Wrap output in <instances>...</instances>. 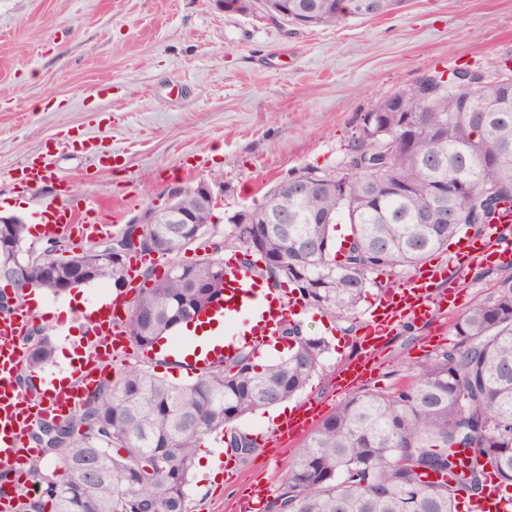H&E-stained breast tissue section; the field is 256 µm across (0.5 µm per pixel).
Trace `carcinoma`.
<instances>
[{
	"instance_id": "obj_1",
	"label": "carcinoma",
	"mask_w": 512,
	"mask_h": 512,
	"mask_svg": "<svg viewBox=\"0 0 512 512\" xmlns=\"http://www.w3.org/2000/svg\"><path fill=\"white\" fill-rule=\"evenodd\" d=\"M339 0H266L267 18L305 27H335L356 17ZM403 0H371L366 17L392 14ZM309 193L274 187L264 202L242 210L224 241L190 264L179 255L206 250L213 211H195L194 224H145L138 246H67L31 252L24 224H0V262L18 257L29 289L56 296L101 281L127 282L130 258L158 250L172 267L132 299L123 328L145 351L182 324V314L207 307L224 290L221 252L239 245L241 262L284 283L304 304L349 322L383 269L412 268L463 230L477 236L512 205V70L485 86L430 93L419 79L378 100L360 115L333 170L299 173ZM436 206L454 221L420 223ZM349 226L338 247L337 225ZM259 257L264 267L256 264ZM496 292L454 323L458 341L414 368L411 387L348 400L309 434L287 464L276 499L279 512H457L456 491L477 493L493 474L512 485V272ZM287 353L266 365L243 348L189 384H172L148 367L130 366L107 381L64 421L44 423L33 443L45 449L65 481L50 483L43 464L30 470L31 488L12 512H186L196 453L210 433L224 430L235 455L256 443L233 424L297 395L329 350L298 321L284 323ZM27 367L52 362L45 328L23 343ZM483 459L463 470L453 449Z\"/></svg>"
}]
</instances>
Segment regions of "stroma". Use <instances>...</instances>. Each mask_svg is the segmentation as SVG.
I'll return each instance as SVG.
<instances>
[{
	"mask_svg": "<svg viewBox=\"0 0 512 512\" xmlns=\"http://www.w3.org/2000/svg\"><path fill=\"white\" fill-rule=\"evenodd\" d=\"M511 55L512 0H405L392 15L317 28L228 12L219 0H0V212L33 222L61 199L101 206L115 234L164 204L170 188L204 181L220 200L209 225L220 238L230 216L261 204L278 183L334 169L377 100L427 71L489 68ZM105 151L118 165L99 164ZM34 159L48 165L49 179L15 189L13 174ZM455 284L457 308L398 329L359 393L409 387L415 365L454 342V319L494 293L493 277L475 269ZM72 298L43 294L36 315L60 353L83 329L45 313ZM299 320L330 350L296 400L335 412L346 400L336 369L355 355L359 335L313 308ZM147 364L175 384L197 375L130 345L106 370L113 380ZM202 449L188 512H236L255 483L278 492L297 451L258 445L228 481L218 449Z\"/></svg>",
	"mask_w": 512,
	"mask_h": 512,
	"instance_id": "35a3bbf8",
	"label": "stroma"
}]
</instances>
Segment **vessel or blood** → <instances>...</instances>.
I'll return each instance as SVG.
<instances>
[{
    "instance_id": "vessel-or-blood-1",
    "label": "vessel or blood",
    "mask_w": 512,
    "mask_h": 512,
    "mask_svg": "<svg viewBox=\"0 0 512 512\" xmlns=\"http://www.w3.org/2000/svg\"><path fill=\"white\" fill-rule=\"evenodd\" d=\"M48 178L46 166L29 162L16 178L19 187L27 188ZM47 226L52 233L69 234L80 239L100 236L105 225L97 209H75L59 203L51 210ZM483 264H512V213L490 226L480 239L464 240L455 260L458 269ZM224 281L231 290L224 296V317L246 316L245 327L224 340L225 356H233L241 345L255 350L268 346L280 323L299 315L300 310L283 288L259 285L255 273L244 268L238 257L224 261ZM448 268L429 265L409 276L396 287L383 291L365 318L362 348L357 356L345 360L336 371L338 392L357 388L371 373L374 356L388 336L407 324L427 323L446 311ZM129 302L128 296L114 299L108 317L90 322L86 336L83 362L71 380H64L59 371L40 370L35 378L40 397L33 408H26V395L17 382V367L23 356L18 337L32 320L34 311L28 301H21L10 313L0 314V468L10 477L0 484V502L9 503L22 484L24 465L36 455L25 435L31 413L46 418L70 417L77 402L93 393L104 375L112 351L123 348L125 335L119 313ZM318 403L306 401L294 407L267 434L266 441L285 446L306 435L323 418ZM468 512H512V489L497 477L487 478L481 492L469 501Z\"/></svg>"
}]
</instances>
